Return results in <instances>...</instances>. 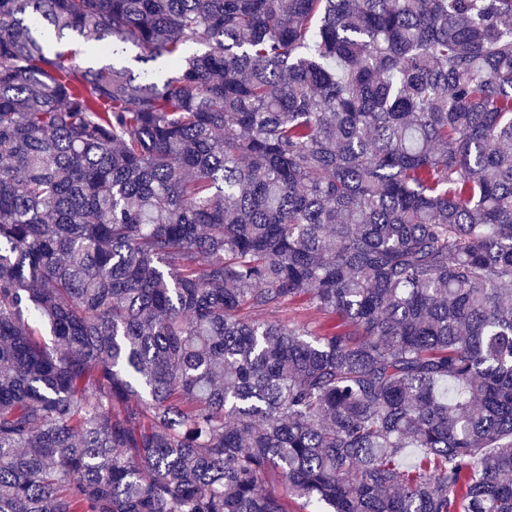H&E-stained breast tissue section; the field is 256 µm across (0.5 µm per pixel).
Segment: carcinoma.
Instances as JSON below:
<instances>
[{"instance_id": "carcinoma-1", "label": "carcinoma", "mask_w": 512, "mask_h": 512, "mask_svg": "<svg viewBox=\"0 0 512 512\" xmlns=\"http://www.w3.org/2000/svg\"><path fill=\"white\" fill-rule=\"evenodd\" d=\"M298 502L512 512V0H0V512ZM263 317L269 320H280L290 323H307L310 325H315V323L320 319V315L314 309L303 304L296 305L290 310L279 311L275 314H269Z\"/></svg>"}]
</instances>
